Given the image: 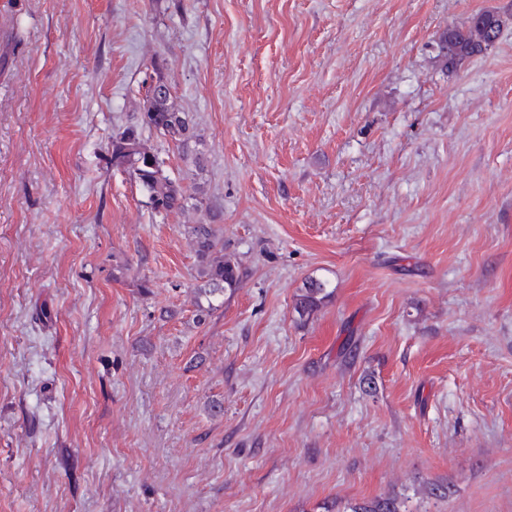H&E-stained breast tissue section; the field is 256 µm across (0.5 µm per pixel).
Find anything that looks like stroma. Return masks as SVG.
<instances>
[{
  "mask_svg": "<svg viewBox=\"0 0 512 512\" xmlns=\"http://www.w3.org/2000/svg\"><path fill=\"white\" fill-rule=\"evenodd\" d=\"M485 9L0 0V512H512V24L434 50ZM158 76L167 214L110 155ZM499 10H484L476 13L461 25H448L436 40L437 56L448 72H454L472 58L484 55L494 46L502 26ZM146 104L140 112L138 123L149 130H154L168 138L181 150L189 151L192 144L199 138L196 127L189 113L179 112L170 104L171 91L167 84V91L157 95L152 82H145ZM191 243L195 252L199 276L206 279L205 282L209 288H200V295L207 301L205 308L199 300L196 301L199 316L203 317V312L209 311L223 305L224 292L237 288L241 279V269L239 262L234 256L221 254L215 256L217 252L222 253L223 249L218 250V242L209 224H197L191 227ZM217 302L215 305L213 302ZM328 283L321 279H309L299 289L294 302V311L297 313L300 321L307 322L323 305L329 297Z\"/></svg>",
  "mask_w": 512,
  "mask_h": 512,
  "instance_id": "1",
  "label": "stroma"
}]
</instances>
